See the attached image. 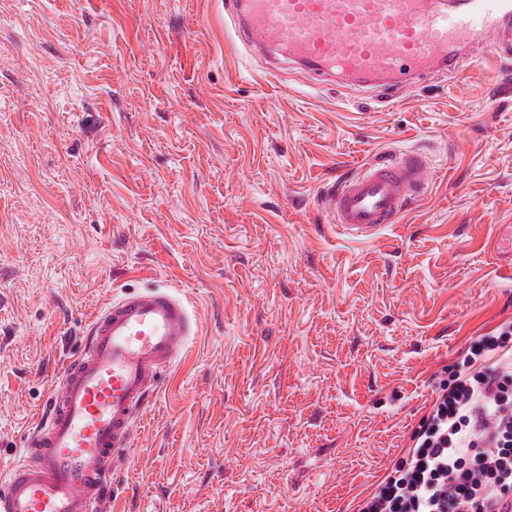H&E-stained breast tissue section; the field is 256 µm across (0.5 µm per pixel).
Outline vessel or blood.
Returning <instances> with one entry per match:
<instances>
[{
	"label": "vessel or blood",
	"instance_id": "1",
	"mask_svg": "<svg viewBox=\"0 0 512 512\" xmlns=\"http://www.w3.org/2000/svg\"><path fill=\"white\" fill-rule=\"evenodd\" d=\"M225 10L238 40L273 66L361 88L453 75L512 40V0H226ZM426 186L417 155L375 160L330 190L329 215L342 234L369 241ZM196 326L161 290L103 303L22 458L0 473V512H109L107 475Z\"/></svg>",
	"mask_w": 512,
	"mask_h": 512
}]
</instances>
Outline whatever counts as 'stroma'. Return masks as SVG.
Listing matches in <instances>:
<instances>
[{
  "label": "stroma",
  "instance_id": "35a3bbf8",
  "mask_svg": "<svg viewBox=\"0 0 512 512\" xmlns=\"http://www.w3.org/2000/svg\"><path fill=\"white\" fill-rule=\"evenodd\" d=\"M416 151L372 241L327 191ZM512 51L386 95L270 73L224 0H0V469L97 304L198 323L112 469L117 512H353L431 385L512 319Z\"/></svg>",
  "mask_w": 512,
  "mask_h": 512
}]
</instances>
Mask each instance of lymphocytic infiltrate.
Listing matches in <instances>:
<instances>
[{
  "label": "lymphocytic infiltrate",
  "mask_w": 512,
  "mask_h": 512,
  "mask_svg": "<svg viewBox=\"0 0 512 512\" xmlns=\"http://www.w3.org/2000/svg\"><path fill=\"white\" fill-rule=\"evenodd\" d=\"M457 367L355 512H498L512 499V321L474 339Z\"/></svg>",
  "instance_id": "lymphocytic-infiltrate-1"
}]
</instances>
